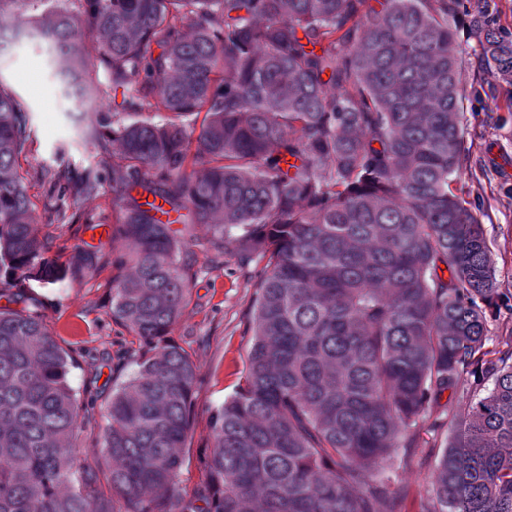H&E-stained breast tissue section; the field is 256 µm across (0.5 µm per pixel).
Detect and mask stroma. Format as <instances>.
<instances>
[{"mask_svg": "<svg viewBox=\"0 0 512 512\" xmlns=\"http://www.w3.org/2000/svg\"><path fill=\"white\" fill-rule=\"evenodd\" d=\"M466 13L452 26L463 66L462 170L456 185L465 206L480 216L490 241L502 299L512 298V85L497 81L485 69L480 49L467 33ZM0 84L13 91L26 108L33 143L20 158L27 195L43 234L55 252L67 254L91 242L92 230L114 227L112 169L102 165L94 144L83 134L79 113L61 97L58 81L42 44L14 41L0 57ZM49 167L73 178L86 170L100 172L104 185L96 197L73 201L58 197L51 183L39 180L37 170ZM191 259L190 297L176 321L172 337L192 356L201 383L195 393L193 436L180 474L181 486L192 491L202 474L198 461L210 441V416L231 397L245 368L251 336L247 331L261 264L241 265L233 245L223 256L188 243ZM116 270L106 266L89 281L64 282L38 288L41 312L58 342L66 348L103 354L100 376L86 390L87 365L72 368L69 380L77 394L91 392L103 405L137 371L141 345L122 323L112 317L110 281ZM423 448L413 456L397 453L390 476L407 485L410 494L403 512H421L430 486L439 447L447 430L418 427Z\"/></svg>", "mask_w": 512, "mask_h": 512, "instance_id": "1", "label": "stroma"}]
</instances>
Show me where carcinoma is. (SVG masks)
I'll use <instances>...</instances> for the list:
<instances>
[{
    "instance_id": "cac0c4a2",
    "label": "carcinoma",
    "mask_w": 512,
    "mask_h": 512,
    "mask_svg": "<svg viewBox=\"0 0 512 512\" xmlns=\"http://www.w3.org/2000/svg\"><path fill=\"white\" fill-rule=\"evenodd\" d=\"M67 2L0 0V52L22 34L43 43L68 101L122 92L85 128L112 158L128 252L49 256L18 165L30 119L0 84V284L21 285L0 292V512H401L408 490L386 468L423 447V421L450 436L421 512H512V335L488 349L496 272L453 187L456 0H79L78 16ZM475 32L486 70L512 85V39L479 16ZM67 186L90 197L102 179ZM157 199L218 253L239 230L242 261L264 263L243 382L211 414L189 494L198 373L169 338L188 251ZM110 262L129 268L112 316L146 350L89 450L75 358L24 284ZM464 362L459 422L441 400Z\"/></svg>"
}]
</instances>
